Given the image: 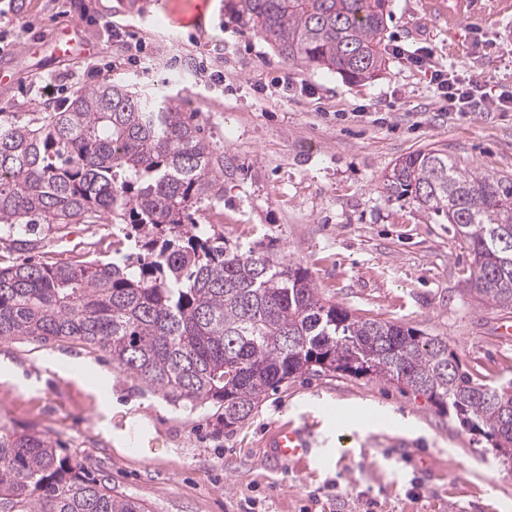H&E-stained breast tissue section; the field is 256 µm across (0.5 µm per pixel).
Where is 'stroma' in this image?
Returning a JSON list of instances; mask_svg holds the SVG:
<instances>
[{
	"mask_svg": "<svg viewBox=\"0 0 512 512\" xmlns=\"http://www.w3.org/2000/svg\"><path fill=\"white\" fill-rule=\"evenodd\" d=\"M192 2L0 0V79L13 83L0 112L58 111L110 82L180 103L224 156V197L207 215L229 246L269 242L323 299L447 339L487 383L512 378V345L494 341L504 313L467 296L472 258L452 226L385 188L398 159L433 146L472 171L512 177V111L448 116L405 57L388 56L363 81L289 62L241 24L235 0H208L204 36L173 27ZM489 2L476 0L452 28L427 0H391L386 42L427 48L496 97L512 88V12ZM54 29L80 49L56 55ZM97 247L79 228L33 260ZM0 421L47 433L148 512H512V467L484 438L373 376L290 379L229 430L214 407H173L97 348L0 340ZM285 424L314 438L304 468L265 445ZM344 446L350 456L338 455Z\"/></svg>",
	"mask_w": 512,
	"mask_h": 512,
	"instance_id": "1",
	"label": "stroma"
}]
</instances>
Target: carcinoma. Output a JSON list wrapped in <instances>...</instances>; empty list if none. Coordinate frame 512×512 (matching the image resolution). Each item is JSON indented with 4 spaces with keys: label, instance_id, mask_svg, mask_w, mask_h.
Instances as JSON below:
<instances>
[{
    "label": "carcinoma",
    "instance_id": "obj_1",
    "mask_svg": "<svg viewBox=\"0 0 512 512\" xmlns=\"http://www.w3.org/2000/svg\"><path fill=\"white\" fill-rule=\"evenodd\" d=\"M390 0H237L241 23L284 59L365 80L386 64ZM195 112L105 84L58 112L0 113V340L76 341L108 354L178 407L214 403L224 427L306 374L374 375L427 396L512 465V379L473 378L448 341L354 317L273 252L230 248L195 214L223 198L224 155ZM452 225L473 262L466 292L512 309V178L475 173L444 148L385 176ZM109 227V261L33 264L72 228ZM133 243L135 253L123 252ZM0 512H145L59 453L0 423Z\"/></svg>",
    "mask_w": 512,
    "mask_h": 512
}]
</instances>
